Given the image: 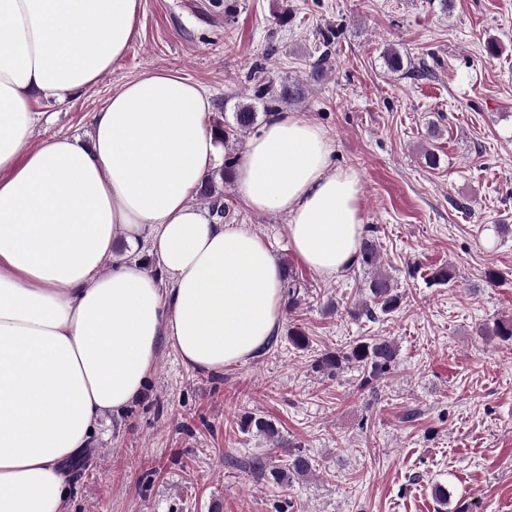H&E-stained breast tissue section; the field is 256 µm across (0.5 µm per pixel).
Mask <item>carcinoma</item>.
Instances as JSON below:
<instances>
[{
	"label": "carcinoma",
	"instance_id": "cac0c4a2",
	"mask_svg": "<svg viewBox=\"0 0 512 512\" xmlns=\"http://www.w3.org/2000/svg\"><path fill=\"white\" fill-rule=\"evenodd\" d=\"M385 66L392 72H400L404 69L403 55L394 48H388L383 52ZM306 93V84L294 81L283 84L279 89L261 79L254 81L250 103L237 104L234 110L233 123L226 124L220 119L214 120L212 129L218 138L226 140L229 136L242 133L253 127L258 118L257 104H262L265 113L277 112L280 106L288 102L302 98ZM200 194L209 199V208L212 214L219 220L226 218L229 207L224 202L223 193L218 191L217 181L213 178L205 182ZM378 251L372 240L362 242L359 264L363 267L377 265ZM284 288L288 291V303L294 304L300 301L302 283L291 272L284 275ZM402 296L394 291L389 279L378 274L369 283V303L362 307L364 315L372 318L376 313L390 314L401 305ZM483 335L495 340L512 341V318H503L494 321L493 325L481 329ZM397 356V347L387 339L381 337L363 338L357 340L351 348L343 353H325L316 359V367L333 373L342 367L345 362H352L363 371V384L367 385L374 380L383 378L388 372ZM241 429L247 432L252 430L275 437L277 430L274 424L262 416H247L241 422ZM316 470V464L308 455L298 449H290L285 452L282 464L269 471L270 478L277 484H282L294 476H307Z\"/></svg>",
	"mask_w": 512,
	"mask_h": 512
}]
</instances>
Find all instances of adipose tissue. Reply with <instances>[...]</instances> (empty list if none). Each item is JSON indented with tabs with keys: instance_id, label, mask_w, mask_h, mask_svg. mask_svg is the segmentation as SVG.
Instances as JSON below:
<instances>
[{
	"instance_id": "obj_1",
	"label": "adipose tissue",
	"mask_w": 512,
	"mask_h": 512,
	"mask_svg": "<svg viewBox=\"0 0 512 512\" xmlns=\"http://www.w3.org/2000/svg\"><path fill=\"white\" fill-rule=\"evenodd\" d=\"M140 11L0 0V512H68L70 463L164 348L219 373L279 332L272 251L190 203L224 160L200 85L145 74L113 92L88 140L30 142L37 98L95 86L138 38ZM334 152L318 124L274 112L233 179L253 211L287 215L295 253L328 276L356 264L366 235L360 175ZM142 242L152 266L133 256Z\"/></svg>"
}]
</instances>
